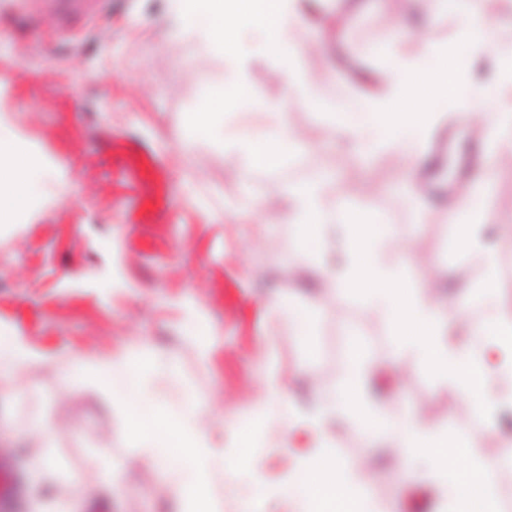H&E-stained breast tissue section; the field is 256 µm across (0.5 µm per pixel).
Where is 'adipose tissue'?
Segmentation results:
<instances>
[{"label":"adipose tissue","instance_id":"adipose-tissue-1","mask_svg":"<svg viewBox=\"0 0 512 512\" xmlns=\"http://www.w3.org/2000/svg\"><path fill=\"white\" fill-rule=\"evenodd\" d=\"M167 3L165 21L175 33L195 43L201 55L223 59L230 72L225 94L203 92L200 107L184 115L186 135L179 150L188 161L199 138L224 144L247 170L277 169L298 147L282 99L263 101L267 112L263 127L242 130L224 124L229 99L254 102L250 67L264 63L274 66L291 90L332 114L337 143L365 156L387 145L396 148L409 195L416 200L423 194L420 173L426 147L443 110L483 109L489 98L512 93V46L499 42L483 0H436L437 12L459 22L456 45L432 50L442 61L437 73L422 75L416 58L395 57L385 92L363 97L362 110L355 116L336 107L307 77L305 48L299 38L306 20L299 0ZM481 138L497 170H504L503 156L512 151V109L490 112ZM33 173L20 137L0 121L1 224L30 207ZM493 181L490 173L474 180L443 217L450 228V245L476 253L486 271L468 310L434 300L426 280L410 281L397 267L386 264L383 248L388 225L368 223L363 216L328 202L321 183L290 188L289 202L282 210L271 212L266 204L251 202L246 212L295 225L299 259L321 270L329 300L358 296L387 321L394 340V364L414 360L432 375L437 387L453 386L471 402L477 420L491 429L501 407L512 403V394L493 396L487 390L490 353L501 354L503 364L512 368V310L497 303L498 258L479 240L486 223L483 204ZM149 350V345L140 344L98 358L75 353L62 367L61 378L69 392L78 393L86 377H95L103 383L107 401L115 405L124 402L127 394H135L136 405L126 411L127 431L141 446L146 466L167 472L168 491L181 512H220L215 487L223 486L225 495L236 496L243 480L251 493L239 498L238 512H255L256 501L269 497L294 502L298 512H359L354 496L362 487L361 472L375 459L370 442L385 434L397 438L409 462L424 466L448 512H472L473 506L490 505L498 473L512 466L511 451L477 464L470 460L462 435L429 428L414 413L394 423L387 412L372 409L363 392L366 358L355 342L339 365V383L316 390L310 409L297 407L286 380L269 377L265 397L228 427L234 450L229 462L215 448L212 430L203 423L199 398L186 396L172 415L159 411L154 393L144 386ZM337 419L353 423L365 443L348 460L333 446L330 424ZM274 422L283 430L278 453L292 455L289 433L296 425L307 429L315 442L308 453L292 455L287 480L277 484L268 482L252 464L260 428Z\"/></svg>","mask_w":512,"mask_h":512}]
</instances>
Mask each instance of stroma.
Here are the masks:
<instances>
[{
  "label": "stroma",
  "instance_id": "stroma-1",
  "mask_svg": "<svg viewBox=\"0 0 512 512\" xmlns=\"http://www.w3.org/2000/svg\"><path fill=\"white\" fill-rule=\"evenodd\" d=\"M398 0H318L301 34L304 66L337 105L377 94L391 55L423 58L456 40L455 19L396 29ZM163 0H0V114L51 162L38 184L43 203L0 224V337L20 336L39 362L0 380V467L15 469L17 512H36L38 486L29 454H46L53 478H77L76 512H177L164 473H149L126 434L125 411L108 407L98 385L72 395L59 367L69 352L96 357L145 341V377L172 411L200 396L215 434L264 394L269 375L284 378L303 403L337 384L350 341H358L372 381L398 392L401 411L422 410L434 387L421 368L392 366L384 319L359 301L320 294L304 265L283 270L298 252L289 224L244 219L248 201L281 208L289 187L327 173L342 206L391 228L387 263H422L462 307L482 272L448 260V227L436 201L460 194L476 162L471 127L445 120L431 138L428 189L411 202L398 152L365 161L336 144L329 114L288 95L301 142L278 170L242 174L224 146L194 144L186 166L178 144L182 117L199 90L225 87V65L159 22ZM496 229L487 244L499 257L500 303L512 308V172L488 200ZM310 312L298 335L289 310ZM49 422L52 437L37 426ZM155 492H147V483ZM386 512H444L421 470L392 454L373 491Z\"/></svg>",
  "mask_w": 512,
  "mask_h": 512
}]
</instances>
